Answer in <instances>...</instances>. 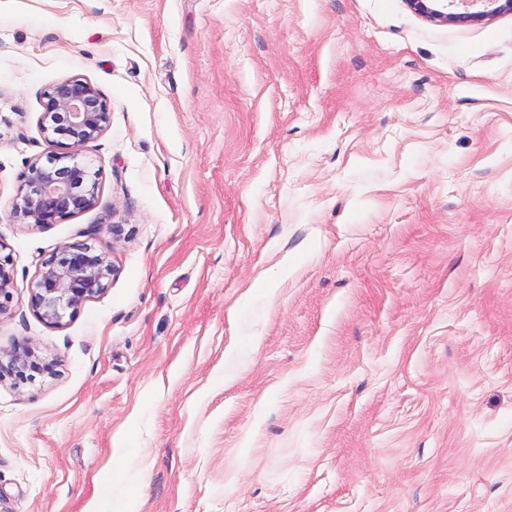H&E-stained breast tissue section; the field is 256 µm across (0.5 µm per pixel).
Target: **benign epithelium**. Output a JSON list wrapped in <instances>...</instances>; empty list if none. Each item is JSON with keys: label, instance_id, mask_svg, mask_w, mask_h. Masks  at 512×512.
Wrapping results in <instances>:
<instances>
[{"label": "benign epithelium", "instance_id": "1", "mask_svg": "<svg viewBox=\"0 0 512 512\" xmlns=\"http://www.w3.org/2000/svg\"><path fill=\"white\" fill-rule=\"evenodd\" d=\"M418 16L434 23H468L512 13V0H404ZM108 120L106 101L81 78H68L48 94L40 128L46 141L65 139L64 151L50 155L47 163L31 162L20 177L12 203L18 224L42 226L82 213L99 201L97 174L77 161L102 134ZM10 255H0V315L13 299L14 277ZM112 265L108 256L87 243L63 247L42 263L30 290L33 311L45 322L61 325L66 311L79 307L108 287ZM59 361L39 354L26 342L0 350V383L28 382L37 375L53 377Z\"/></svg>", "mask_w": 512, "mask_h": 512}]
</instances>
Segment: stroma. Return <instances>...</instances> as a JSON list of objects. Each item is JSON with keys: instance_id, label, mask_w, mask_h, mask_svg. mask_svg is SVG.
Returning <instances> with one entry per match:
<instances>
[{"instance_id": "35a3bbf8", "label": "stroma", "mask_w": 512, "mask_h": 512, "mask_svg": "<svg viewBox=\"0 0 512 512\" xmlns=\"http://www.w3.org/2000/svg\"><path fill=\"white\" fill-rule=\"evenodd\" d=\"M72 77L99 202L16 223ZM0 242V348L60 361L0 383V512H512V13L0 0ZM73 243L112 275L54 326ZM5 249L6 245L0 242V315L8 310L15 288L12 270L8 268L11 265L10 254L2 256ZM112 265L108 256L88 243L64 246L42 263L30 287L33 311L45 322L61 325L79 307L100 296L108 287Z\"/></svg>"}]
</instances>
